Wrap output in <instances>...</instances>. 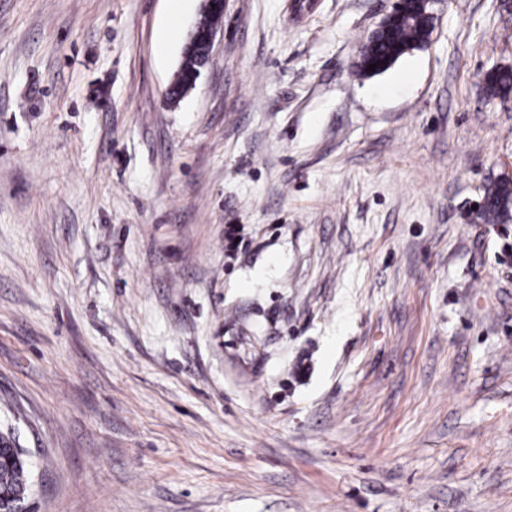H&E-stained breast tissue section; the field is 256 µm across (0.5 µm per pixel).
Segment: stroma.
Wrapping results in <instances>:
<instances>
[{
    "mask_svg": "<svg viewBox=\"0 0 512 512\" xmlns=\"http://www.w3.org/2000/svg\"><path fill=\"white\" fill-rule=\"evenodd\" d=\"M0 0V434L24 512H512L502 0ZM215 5V8H212ZM224 11V0H202V6L199 18L196 21L192 32L190 33L188 42L184 48L183 54L186 52L201 51V55L205 57L202 65L204 67L210 58L211 50L213 47L214 39L216 37L215 25L222 19ZM219 12V13H214ZM214 13V14H212ZM212 14V15H211ZM211 15V17H210ZM210 17V24L208 18ZM401 20L384 33L370 35L364 44L357 68L362 75H375L388 70L408 50L422 48L429 42L431 30L427 13L432 8L415 4L413 0H403ZM377 64L375 71L368 66ZM200 66H201V58L198 54L185 55L183 57L181 64H180V68L177 71V74H176L173 84L171 86V91L169 92L170 98L178 95L176 88L181 84H185V81L187 79H189L198 70L201 69ZM199 76H200V73L195 74L192 82H190V84L184 94H186L189 90H191V88L193 86H195V83H196L197 79L199 78ZM184 94H182L181 97ZM482 217L494 223H506L510 220L509 204L512 201V188L508 181H500L494 188L487 192L483 198ZM9 439L1 436V444H6L4 448H10L12 451L13 462L0 464V489L3 487L7 492V499L3 507L5 509H15L22 503L28 492V477L18 448L9 445Z\"/></svg>",
    "mask_w": 512,
    "mask_h": 512,
    "instance_id": "1",
    "label": "stroma"
}]
</instances>
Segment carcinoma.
<instances>
[{
	"label": "carcinoma",
	"instance_id": "obj_1",
	"mask_svg": "<svg viewBox=\"0 0 512 512\" xmlns=\"http://www.w3.org/2000/svg\"><path fill=\"white\" fill-rule=\"evenodd\" d=\"M431 8H424L404 0L401 20L384 33L382 31L370 35L364 44L357 68L360 74L369 75L373 72L379 74L388 70L400 57L409 50L422 48L429 42L431 30L428 13ZM375 66V71L368 70V66ZM201 58L197 54L183 57L177 71L169 96L178 95L177 87L198 70ZM486 88L490 96L506 99L512 94V69L498 70L494 80L486 81ZM512 203V184L507 181L499 182L494 190L487 192L482 205V217L490 222L505 223L512 219L509 214V204ZM13 462L0 464V488L6 489L7 499L4 508L14 509L22 503L28 492V477L18 449L11 448Z\"/></svg>",
	"mask_w": 512,
	"mask_h": 512
}]
</instances>
